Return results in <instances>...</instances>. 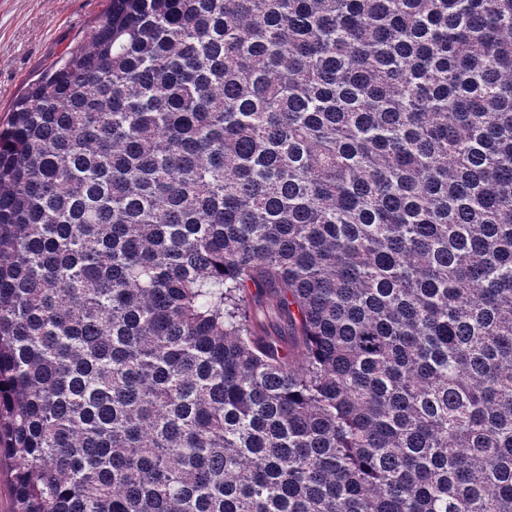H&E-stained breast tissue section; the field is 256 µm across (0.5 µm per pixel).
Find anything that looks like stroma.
<instances>
[{
	"label": "stroma",
	"instance_id": "obj_1",
	"mask_svg": "<svg viewBox=\"0 0 512 512\" xmlns=\"http://www.w3.org/2000/svg\"><path fill=\"white\" fill-rule=\"evenodd\" d=\"M109 0H0V125L28 86L79 44Z\"/></svg>",
	"mask_w": 512,
	"mask_h": 512
}]
</instances>
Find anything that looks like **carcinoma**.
<instances>
[{
    "mask_svg": "<svg viewBox=\"0 0 512 512\" xmlns=\"http://www.w3.org/2000/svg\"><path fill=\"white\" fill-rule=\"evenodd\" d=\"M0 449L14 512H512V0H110L0 130Z\"/></svg>",
    "mask_w": 512,
    "mask_h": 512,
    "instance_id": "cac0c4a2",
    "label": "carcinoma"
}]
</instances>
